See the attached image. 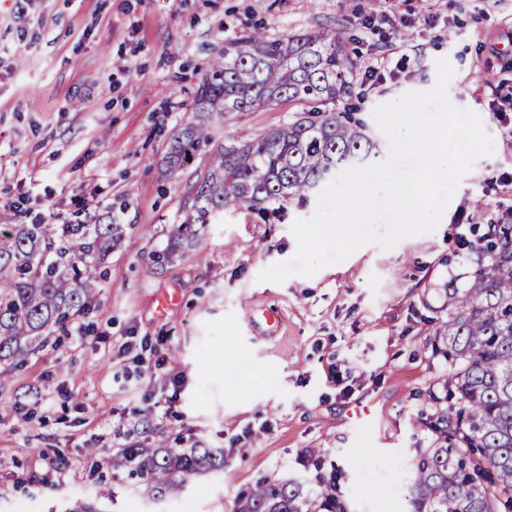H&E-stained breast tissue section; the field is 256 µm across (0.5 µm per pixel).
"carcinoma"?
Masks as SVG:
<instances>
[{"instance_id": "obj_1", "label": "carcinoma", "mask_w": 512, "mask_h": 512, "mask_svg": "<svg viewBox=\"0 0 512 512\" xmlns=\"http://www.w3.org/2000/svg\"><path fill=\"white\" fill-rule=\"evenodd\" d=\"M356 60L341 31H312L269 40L254 30L224 46L198 87L187 121L174 134L165 173L175 180L199 156L194 205L175 225L173 243L153 255L162 266L192 242L208 220L243 206L259 212L285 198L307 199L344 166L375 147L363 124L331 105L351 92ZM288 100L303 106L290 121L246 139L214 125L232 112ZM129 224H13L0 213V378L68 331L87 313L101 286L107 254ZM480 252L470 282L447 289L448 320L435 331V351L452 370L424 394L421 425L430 445L415 449L407 486L409 512H512V224L474 226ZM147 498H179L187 485L224 472V452L204 446L128 448L112 457ZM94 495L67 512H104ZM234 512H351L335 471L310 492L295 480L263 478L238 495Z\"/></svg>"}]
</instances>
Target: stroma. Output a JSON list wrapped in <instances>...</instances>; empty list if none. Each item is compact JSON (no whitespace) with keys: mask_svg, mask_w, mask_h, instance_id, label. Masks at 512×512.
<instances>
[{"mask_svg":"<svg viewBox=\"0 0 512 512\" xmlns=\"http://www.w3.org/2000/svg\"><path fill=\"white\" fill-rule=\"evenodd\" d=\"M408 35L397 79L374 83L363 67L381 43L365 27L384 0H0V212L23 204L46 224H81L78 202L129 230L106 261L107 278L79 320L84 340L60 336L0 380V512H64L98 486L96 457L163 443L224 451V474L188 493L195 512H233L264 477L314 481L342 468L352 512H407L406 485L422 395L449 371L432 352L447 320L445 287L467 281L475 256L462 241L477 215L512 223V112L492 109L512 85V0H395ZM343 29L358 66L352 92L376 161L389 154L373 111L427 91L449 63L450 103L476 112L492 154L460 180L434 231L383 250L368 244L314 276L280 283L259 273L290 259L295 220L318 198L282 200L271 214L224 212L196 245L151 268L197 174L163 175L172 134L185 123L210 60L253 30L281 39ZM283 101L238 112L214 129L254 138L291 119ZM177 300L158 311L161 293ZM162 358L138 375L125 342ZM356 370L348 390L326 379L334 359ZM171 399L162 413L154 402ZM104 512H175L153 502L126 472L108 475Z\"/></svg>","mask_w":512,"mask_h":512,"instance_id":"stroma-1","label":"stroma"}]
</instances>
